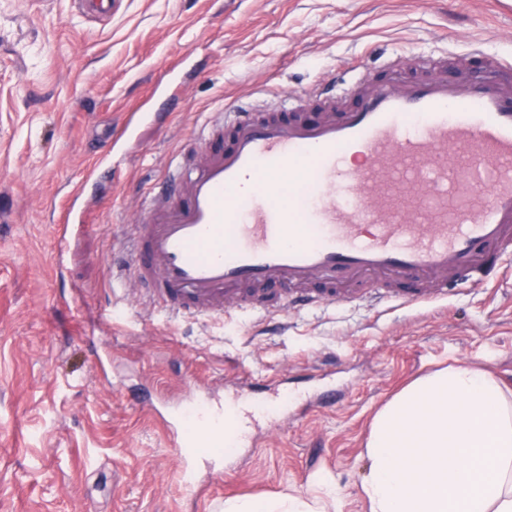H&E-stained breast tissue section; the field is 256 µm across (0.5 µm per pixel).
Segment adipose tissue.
<instances>
[{
  "mask_svg": "<svg viewBox=\"0 0 512 512\" xmlns=\"http://www.w3.org/2000/svg\"><path fill=\"white\" fill-rule=\"evenodd\" d=\"M369 457V512H512V397L470 366L437 371L378 413ZM224 512L314 508L284 495L231 499Z\"/></svg>",
  "mask_w": 512,
  "mask_h": 512,
  "instance_id": "obj_1",
  "label": "adipose tissue"
}]
</instances>
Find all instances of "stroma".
Here are the masks:
<instances>
[{
    "instance_id": "35a3bbf8",
    "label": "stroma",
    "mask_w": 512,
    "mask_h": 512,
    "mask_svg": "<svg viewBox=\"0 0 512 512\" xmlns=\"http://www.w3.org/2000/svg\"><path fill=\"white\" fill-rule=\"evenodd\" d=\"M475 41L512 56V0H119L103 23L73 0H0V512H221L308 497L322 478L338 512H367L370 431L394 396L460 363L512 392V281L422 308L182 318L112 269L212 113L378 76L391 58L475 72ZM145 110L161 120L113 147ZM77 189L85 228L62 246L54 226ZM243 375L254 443L200 462L199 488H184L153 403L192 379L218 399ZM330 388L335 407L315 405ZM308 502L298 497L284 495L278 498L244 497L224 501L225 512H313L325 510L314 509Z\"/></svg>"
}]
</instances>
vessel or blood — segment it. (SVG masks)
<instances>
[{
    "mask_svg": "<svg viewBox=\"0 0 512 512\" xmlns=\"http://www.w3.org/2000/svg\"><path fill=\"white\" fill-rule=\"evenodd\" d=\"M106 20L112 0H76ZM126 268L171 315L325 305L421 308L506 277L512 254V60L477 77L433 58L284 107L219 113L170 169ZM224 442V405L186 412Z\"/></svg>",
    "mask_w": 512,
    "mask_h": 512,
    "instance_id": "1",
    "label": "vessel or blood"
}]
</instances>
